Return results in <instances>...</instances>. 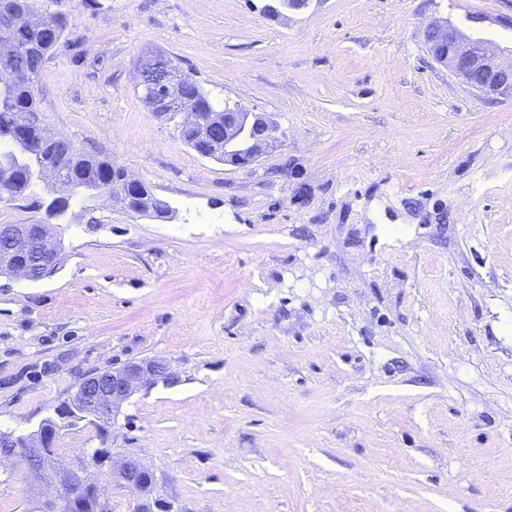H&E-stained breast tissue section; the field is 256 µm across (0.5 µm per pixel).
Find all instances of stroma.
<instances>
[{
  "mask_svg": "<svg viewBox=\"0 0 512 512\" xmlns=\"http://www.w3.org/2000/svg\"><path fill=\"white\" fill-rule=\"evenodd\" d=\"M62 0L40 121L171 208L72 200L59 270L0 277V430L92 371L173 373L107 433L156 476V512H512V98L430 54L448 22L512 49V0ZM171 57L283 135L252 169L201 157L141 99ZM53 188L0 202L46 223ZM383 224H402L389 240Z\"/></svg>",
  "mask_w": 512,
  "mask_h": 512,
  "instance_id": "1",
  "label": "stroma"
}]
</instances>
